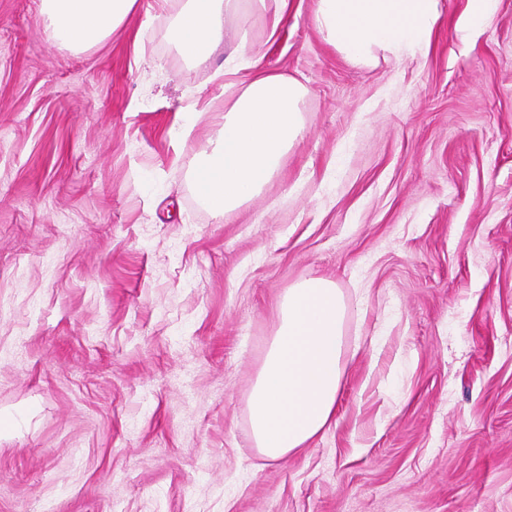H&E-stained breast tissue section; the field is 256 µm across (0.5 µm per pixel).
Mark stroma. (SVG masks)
<instances>
[{"instance_id": "35a3bbf8", "label": "stroma", "mask_w": 512, "mask_h": 512, "mask_svg": "<svg viewBox=\"0 0 512 512\" xmlns=\"http://www.w3.org/2000/svg\"><path fill=\"white\" fill-rule=\"evenodd\" d=\"M139 0L102 43L0 0V512H512V0H440L423 55L354 66L316 0L256 70L304 80L303 137L221 217L191 178L254 70ZM346 308L330 426L279 461L249 398L277 302Z\"/></svg>"}]
</instances>
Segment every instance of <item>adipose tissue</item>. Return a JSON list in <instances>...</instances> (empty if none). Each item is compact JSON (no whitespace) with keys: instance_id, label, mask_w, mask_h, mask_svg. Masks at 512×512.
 Masks as SVG:
<instances>
[{"instance_id":"obj_1","label":"adipose tissue","mask_w":512,"mask_h":512,"mask_svg":"<svg viewBox=\"0 0 512 512\" xmlns=\"http://www.w3.org/2000/svg\"><path fill=\"white\" fill-rule=\"evenodd\" d=\"M137 0H42L48 37L81 50L108 39ZM288 0H185L167 30L169 41L203 64L225 47V21L259 12L279 26ZM439 0H317L316 24L348 62L377 66L430 43ZM228 48V47H225ZM250 48L239 30L227 61L239 65ZM307 88L297 78L256 74L225 112L219 136L203 152L193 181L203 202L225 216L259 195L303 130ZM250 396L251 435L269 460L303 448L329 426L341 382L346 307L335 283L313 278L288 288Z\"/></svg>"}]
</instances>
